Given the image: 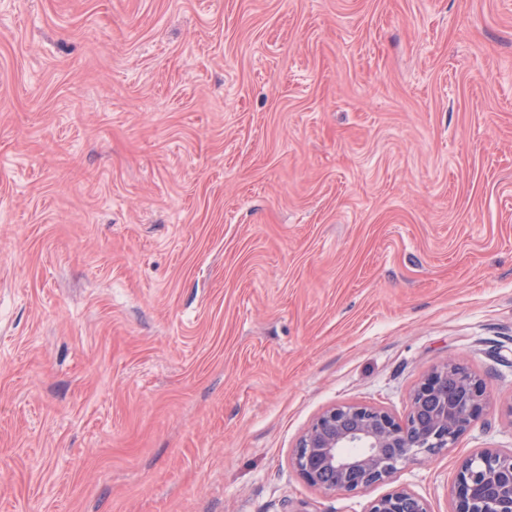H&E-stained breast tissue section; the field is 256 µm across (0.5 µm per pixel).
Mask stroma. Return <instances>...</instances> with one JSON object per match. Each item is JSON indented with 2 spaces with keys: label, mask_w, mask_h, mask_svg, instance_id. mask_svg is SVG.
<instances>
[{
  "label": "stroma",
  "mask_w": 512,
  "mask_h": 512,
  "mask_svg": "<svg viewBox=\"0 0 512 512\" xmlns=\"http://www.w3.org/2000/svg\"><path fill=\"white\" fill-rule=\"evenodd\" d=\"M485 411L359 494L339 404ZM512 451V0H0V512H449ZM462 366L446 364L428 373L413 391L411 410L404 422L382 408L361 404L325 409L294 448L293 468L309 485L322 491L356 494L389 480L418 455H434L450 447L485 410L482 382L469 372L468 377L456 376L466 391L464 397L448 402V379ZM429 398L438 401L431 422L417 427L411 422L413 413ZM345 420L353 422L352 426L344 427ZM368 512H431L426 499L404 486H397L371 502Z\"/></svg>",
  "instance_id": "obj_1"
}]
</instances>
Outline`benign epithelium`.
<instances>
[{
    "mask_svg": "<svg viewBox=\"0 0 512 512\" xmlns=\"http://www.w3.org/2000/svg\"><path fill=\"white\" fill-rule=\"evenodd\" d=\"M462 368L447 364L428 373L411 397L410 415L397 421L382 408L335 405L308 426L292 454V466L322 491L361 493L389 480L420 454L455 443L484 413L482 382L459 375L465 395L448 401V379ZM368 512H431L426 499L397 486L371 502ZM450 512H512V451L484 448L458 468Z\"/></svg>",
    "mask_w": 512,
    "mask_h": 512,
    "instance_id": "benign-epithelium-1",
    "label": "benign epithelium"
}]
</instances>
